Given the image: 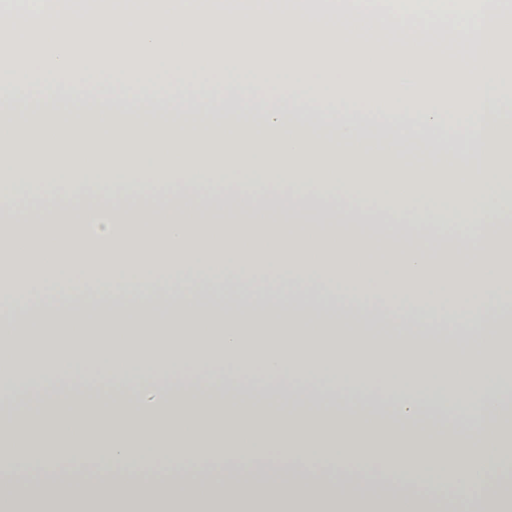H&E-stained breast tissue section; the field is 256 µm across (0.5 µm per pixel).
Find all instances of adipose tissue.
Listing matches in <instances>:
<instances>
[{
  "mask_svg": "<svg viewBox=\"0 0 512 512\" xmlns=\"http://www.w3.org/2000/svg\"><path fill=\"white\" fill-rule=\"evenodd\" d=\"M193 79L185 87V79ZM375 72L279 63L0 64V147L22 126L42 150L34 168L0 163V214L28 233L0 240L16 287L0 301V330L22 328L31 341L51 326L80 320L79 339L14 363L0 359V401L25 393L13 416L38 403L55 446L33 451L17 432L0 431V507L18 495L57 512H431L416 490L425 480L479 484L512 447V432H491L506 416L512 373L494 352L512 334V195L476 178L512 153V88L450 82L448 105L429 93L431 76L397 71L382 93ZM273 86L271 95L229 112L228 96ZM375 104L351 111L352 101ZM384 134L394 149L361 153ZM451 138L449 165H407L409 146L429 152ZM248 142L272 147L275 174L244 196L229 183ZM146 152L151 165L140 166ZM447 183L466 237H438L437 211L418 198ZM404 213L393 224L365 208L375 186ZM99 222L87 224L84 189ZM481 205H474V197ZM383 253L376 264L372 254ZM238 283L229 299L201 303L199 281ZM384 337L365 330L372 308ZM161 327L174 337L162 352L132 345L107 351L114 336ZM451 334L479 340L448 360L443 378L433 344ZM280 342L249 348L251 337ZM335 337L332 357L315 351ZM105 372L95 398L106 410L87 429V362ZM193 363L219 368L204 381L171 388L168 376ZM260 370L270 382L318 377V412L330 434L270 404L228 407L202 387ZM145 389L134 406L116 404L113 384ZM384 392L382 419L367 414ZM466 408L464 442L440 461L412 457L440 437L441 411ZM94 445V475L81 465ZM221 448L239 461L215 479L202 464ZM306 459L330 456L349 470L382 462L406 495L381 482L324 480L270 459V450ZM168 471L169 480L138 489L118 470Z\"/></svg>",
  "mask_w": 512,
  "mask_h": 512,
  "instance_id": "obj_1",
  "label": "adipose tissue"
}]
</instances>
